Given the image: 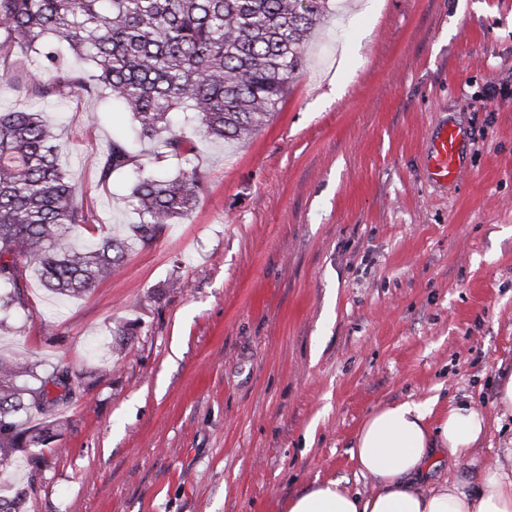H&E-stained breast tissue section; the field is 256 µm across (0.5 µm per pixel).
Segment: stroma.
Listing matches in <instances>:
<instances>
[{
    "label": "stroma",
    "instance_id": "obj_1",
    "mask_svg": "<svg viewBox=\"0 0 512 512\" xmlns=\"http://www.w3.org/2000/svg\"><path fill=\"white\" fill-rule=\"evenodd\" d=\"M330 8L267 126L230 143L186 128L206 174L188 219L77 298L28 271L0 355L68 367L85 393L57 406L40 462L26 448L0 474L4 492L33 483L25 512H283L318 479L359 487L356 432L405 400L473 401L476 466L512 438L493 404L512 374V0ZM34 66L11 57L0 109L54 115L88 216L73 246L121 233L127 178L101 183L89 159L130 115L93 91L21 97ZM446 123L463 171L437 183Z\"/></svg>",
    "mask_w": 512,
    "mask_h": 512
}]
</instances>
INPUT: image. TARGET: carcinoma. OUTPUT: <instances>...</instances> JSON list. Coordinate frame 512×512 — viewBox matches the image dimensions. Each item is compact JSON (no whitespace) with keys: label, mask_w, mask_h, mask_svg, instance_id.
<instances>
[{"label":"carcinoma","mask_w":512,"mask_h":512,"mask_svg":"<svg viewBox=\"0 0 512 512\" xmlns=\"http://www.w3.org/2000/svg\"><path fill=\"white\" fill-rule=\"evenodd\" d=\"M330 0H0V63L15 50L36 69L20 89L28 97L65 99L94 89L132 115L138 139L155 145L143 161L125 137H114L90 162L102 182L130 178L136 219L121 235L104 234L83 249L69 241L88 223L80 190L60 163L54 120L46 112L0 110V310L25 305L21 280L33 266L44 286L79 296L115 272L135 245L152 244L168 224L194 212L206 183L192 125L224 141L250 138L268 124L302 67L305 42ZM171 160L173 171L156 164ZM34 373L23 358L0 356V467L15 451L56 437L47 419L25 429L18 413L50 414L80 385L64 368L37 387L14 380ZM28 488L0 497V512H22Z\"/></svg>","instance_id":"cac0c4a2"}]
</instances>
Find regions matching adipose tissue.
<instances>
[{
  "instance_id": "obj_1",
  "label": "adipose tissue",
  "mask_w": 512,
  "mask_h": 512,
  "mask_svg": "<svg viewBox=\"0 0 512 512\" xmlns=\"http://www.w3.org/2000/svg\"><path fill=\"white\" fill-rule=\"evenodd\" d=\"M485 432L484 416L468 402L439 414L430 401L384 405L366 417L350 450L363 488L318 481L289 496L284 512H512V448L470 468ZM446 462L456 477L430 481V471Z\"/></svg>"
}]
</instances>
